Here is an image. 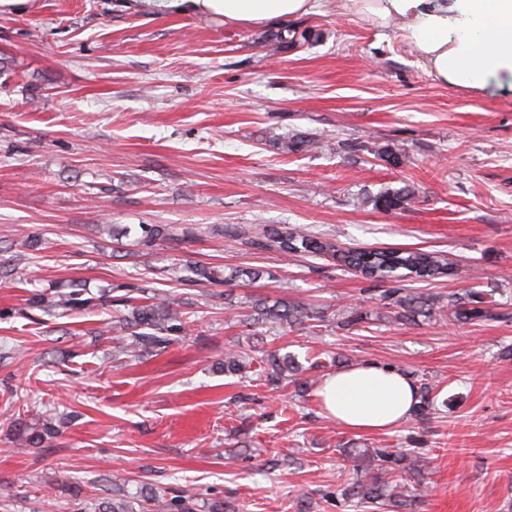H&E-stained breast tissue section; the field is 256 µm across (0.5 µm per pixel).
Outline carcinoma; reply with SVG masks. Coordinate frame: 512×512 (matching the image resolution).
<instances>
[{
	"label": "carcinoma",
	"mask_w": 512,
	"mask_h": 512,
	"mask_svg": "<svg viewBox=\"0 0 512 512\" xmlns=\"http://www.w3.org/2000/svg\"><path fill=\"white\" fill-rule=\"evenodd\" d=\"M270 42L279 48H288L298 43L296 31L288 28L271 34ZM327 148L316 134H301L281 142V152H312ZM411 194L409 186L387 190L373 198H365L360 204H372L381 210H393L403 207ZM140 236L134 246L150 250L160 241L193 242L207 233L201 227H181L172 224H141ZM258 247L272 250L281 255H336V243L331 238H321L306 228L298 226H280L264 228L261 237L254 241ZM350 267L360 269L365 278L373 281H392L397 283L405 277H434L448 271V262L432 252L402 249H350L342 256ZM179 279L194 285L222 284L235 280L238 271L232 270L225 275L200 261L185 260L178 269ZM132 289L117 296L116 302L122 306L120 316L116 317L112 328L99 330L103 335L112 330L118 336V352L127 356L159 354L185 335L190 321L181 310L180 301L174 297L160 300L154 296L136 298L131 296ZM383 299L387 306L394 308V320L400 323L414 322L422 317L428 321H440L452 318L461 324L488 317V301L472 290L465 294L453 293L448 299L433 294H407L404 289L393 286L385 290ZM99 298L89 296L78 284H69V290L57 288L50 291H38L28 298V309L37 310L45 315H85L97 306ZM252 313L240 320L243 327H252L259 322L292 327L307 321H321L323 317L308 310L299 303L286 297L274 300L262 298L252 306ZM259 363V372L273 386L288 382L289 372L296 370L288 356L275 352L261 351V355L252 356L241 351L229 350L224 353V373L246 374L253 363ZM437 385L424 383L419 387L420 399L415 415H426L433 409ZM59 433L53 419L48 418L33 426L22 425L17 428L15 442L19 446L37 447L48 438ZM367 464H355L352 467L351 482L343 490L345 502L354 508L372 507L383 512H402L410 506L405 494L396 491L393 478L402 480L420 473L421 452L418 448L398 450L396 448H371L360 454ZM145 503L154 512H194L189 498L174 495L169 499L156 495L148 496ZM102 512H135L130 501L121 494L112 495V499L102 503Z\"/></svg>",
	"instance_id": "carcinoma-1"
}]
</instances>
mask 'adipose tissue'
Returning a JSON list of instances; mask_svg holds the SVG:
<instances>
[{"label":"adipose tissue","mask_w":512,"mask_h":512,"mask_svg":"<svg viewBox=\"0 0 512 512\" xmlns=\"http://www.w3.org/2000/svg\"><path fill=\"white\" fill-rule=\"evenodd\" d=\"M350 10L377 23L402 22L404 37L441 83L481 88L492 80H512V0H343ZM140 9L195 13L226 23L258 27L311 11L314 0H139ZM459 24L449 35L448 21ZM315 396L324 415L346 429L383 432L407 421L418 387L402 372L363 362L325 375Z\"/></svg>","instance_id":"adipose-tissue-1"}]
</instances>
